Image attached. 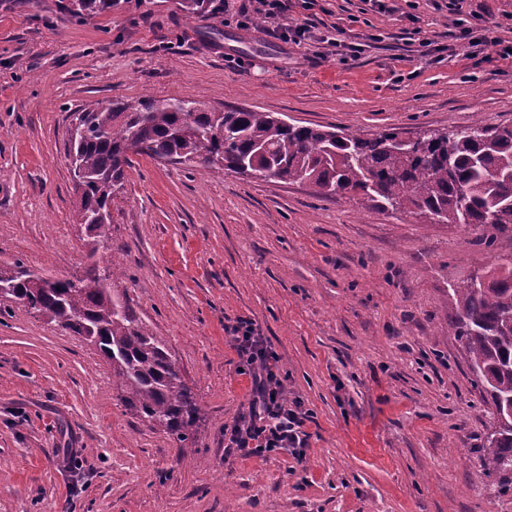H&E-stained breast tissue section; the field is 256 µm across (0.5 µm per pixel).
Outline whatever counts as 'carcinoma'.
<instances>
[{"instance_id":"obj_1","label":"carcinoma","mask_w":512,"mask_h":512,"mask_svg":"<svg viewBox=\"0 0 512 512\" xmlns=\"http://www.w3.org/2000/svg\"><path fill=\"white\" fill-rule=\"evenodd\" d=\"M117 0H70V11L94 17ZM193 16L224 9V0H181ZM82 130L69 158L83 174L76 220L96 233L110 223L129 155L173 158L180 164L254 163L264 178L302 180L324 195L363 193L382 210L420 212L464 230L512 231V126H476L436 132L395 150L394 132L361 139L314 126L288 124L271 112H218L191 100L99 102L79 113ZM118 262L91 266L77 280L49 281L21 261L0 264V284L10 297L62 328L91 333L112 376L140 417L185 441L200 419L191 389L176 363L133 310L112 296ZM448 330L465 347L475 382L495 408L497 423L482 448L499 491L512 489V257L499 258L484 275L452 289Z\"/></svg>"}]
</instances>
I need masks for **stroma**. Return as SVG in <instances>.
Here are the masks:
<instances>
[{"label": "stroma", "mask_w": 512, "mask_h": 512, "mask_svg": "<svg viewBox=\"0 0 512 512\" xmlns=\"http://www.w3.org/2000/svg\"><path fill=\"white\" fill-rule=\"evenodd\" d=\"M69 3L0 0V263L75 280L119 259L113 296L165 345L202 419L176 442L127 405L95 346L0 298V512H512L481 453L494 407L448 332L452 288L512 255L511 233L135 155L94 243L66 158L72 112L147 96L361 138L512 125V57L471 58L448 36L475 19L512 43V0H289L291 20L361 46L317 62L179 0L82 22ZM240 320L311 411L304 460L224 453L251 391L226 333Z\"/></svg>", "instance_id": "obj_1"}]
</instances>
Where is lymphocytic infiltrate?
<instances>
[{"mask_svg":"<svg viewBox=\"0 0 512 512\" xmlns=\"http://www.w3.org/2000/svg\"><path fill=\"white\" fill-rule=\"evenodd\" d=\"M287 10L286 0H255V14L264 18L281 38L298 44L316 39L319 49L327 55L339 56L347 50V42L332 33L313 37L310 22L288 26L284 22ZM228 333L239 357L249 368L251 399L248 413L224 433L226 454L250 457L276 452L304 457L308 442L305 424L310 412L300 400L291 401L285 396L276 353L249 321L236 322Z\"/></svg>","mask_w":512,"mask_h":512,"instance_id":"1","label":"lymphocytic infiltrate"}]
</instances>
